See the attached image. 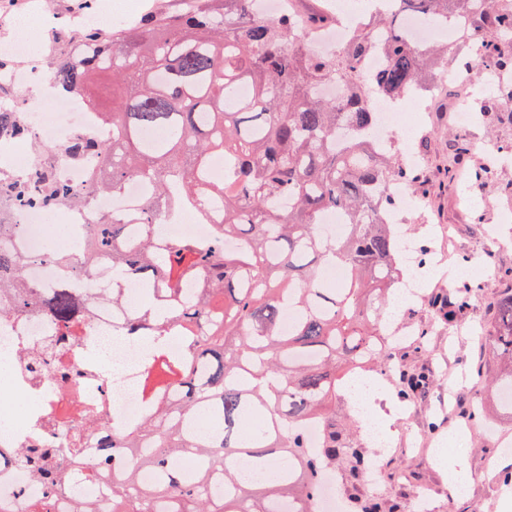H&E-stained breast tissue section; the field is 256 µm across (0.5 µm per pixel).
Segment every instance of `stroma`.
Masks as SVG:
<instances>
[{"mask_svg":"<svg viewBox=\"0 0 512 512\" xmlns=\"http://www.w3.org/2000/svg\"><path fill=\"white\" fill-rule=\"evenodd\" d=\"M459 103L458 87L435 77L425 128L413 139L401 137L395 144L400 160L419 174V194L426 202L424 212L406 214L400 230L408 234L420 250V260L426 262L439 246L429 235L430 227H451L452 245L445 275L425 279L422 296L404 301L399 313L402 323L427 332L424 346L409 349L406 363L426 366L434 378L433 385L416 400L410 419H403L399 411L401 402L394 382H387L376 407L394 438L403 426L423 434L428 422H435L438 445L453 447L452 459L441 468L434 459L394 451L388 461L391 474L378 484L364 474L350 476L348 468L336 469L340 496L383 494L398 505L399 512H411L412 489L396 481L395 471H412L415 483L428 489V512H483L491 490L486 462H493L500 470H512V454L497 456L494 445L479 431L465 436L456 433L461 412L477 400L482 405L481 426L512 435V411L500 404L489 383L499 373L497 361L490 348L474 335L478 329L490 331L491 302L499 292L512 288V279L503 276L504 271L512 269V156L499 154L500 146L512 144V124L480 123L460 137L448 136V129L455 126L451 111ZM486 166L491 167V174L476 179V170ZM466 266L474 269L479 291L450 333L435 327L426 296L433 289L448 286V272ZM459 468L465 471L466 483L463 491L455 493L448 486V474Z\"/></svg>","mask_w":512,"mask_h":512,"instance_id":"35a3bbf8","label":"stroma"}]
</instances>
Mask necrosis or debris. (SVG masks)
Returning a JSON list of instances; mask_svg holds the SVG:
<instances>
[{"label": "necrosis or debris", "mask_w": 512, "mask_h": 512, "mask_svg": "<svg viewBox=\"0 0 512 512\" xmlns=\"http://www.w3.org/2000/svg\"><path fill=\"white\" fill-rule=\"evenodd\" d=\"M334 24L303 28L309 49L330 52L347 43L359 22L345 0H333ZM20 110L28 112L33 140L55 146L58 175L79 189L88 188L98 172L97 158L84 162L69 160L64 147L76 135L95 133L108 140L112 131L96 123L91 112L54 92L42 90L32 97L20 98ZM32 140V141H33ZM146 182L136 180L117 195H96L91 205L65 210L69 226L67 238H55L51 225L42 221L36 210L9 211L18 224L16 250L27 256L19 273L43 293L67 288L81 299L83 310L71 329L70 337L59 339L58 328L42 311L0 317V354L8 353L9 362L0 374V512H22V503L45 495L44 485L29 470L15 463V453L41 442L57 446L66 431L77 429L87 457H94L100 429H126L144 414L143 383L150 371L154 348L147 343H130L120 331L140 307L143 295L136 280H128L121 289L120 304L112 302V262L97 260L83 274L49 260V253L80 258L85 239L97 218L112 212H134L148 193ZM55 343L58 361L73 374L61 380L50 371L32 372L26 350L44 343ZM97 411L99 429L83 426L82 411Z\"/></svg>", "instance_id": "necrosis-or-debris-1"}]
</instances>
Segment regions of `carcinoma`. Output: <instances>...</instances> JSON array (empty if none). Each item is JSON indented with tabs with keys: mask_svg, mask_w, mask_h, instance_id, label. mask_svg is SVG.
<instances>
[{
	"mask_svg": "<svg viewBox=\"0 0 512 512\" xmlns=\"http://www.w3.org/2000/svg\"><path fill=\"white\" fill-rule=\"evenodd\" d=\"M175 9L146 12L112 29L81 26L83 51L64 59L54 85L82 99L112 126V140L83 135L65 147L73 162L98 155L101 193H120L133 180L152 191L136 223L119 213L93 224L90 260L112 259V302L128 277L149 280L147 298L125 330L143 327L158 345L187 337L186 354L161 361L148 376L145 417L130 432H103L97 455L83 457L78 436L57 457L24 448L18 463L33 469L49 493L78 491L119 457L132 466L112 482L105 504L76 500L72 512H313L326 469L344 461L365 472L371 457L345 446L336 407L356 367H394L397 396L409 402L432 383L408 369L377 336L405 282L403 233L384 216L390 181L416 188L415 171L375 132L372 100L397 101L426 86L448 64V50L413 44L403 19L452 25L475 41L466 71L512 70V0H373L372 10L337 54L311 53L289 13L270 18L256 0H175ZM369 55L380 59L363 71ZM29 136L28 116L0 106V139ZM23 178L0 173V203L54 210L87 204L56 175L52 149ZM193 207L215 223L206 241L163 242L152 227ZM343 214L346 233L325 237L320 219ZM17 228L0 222V316L44 309L68 329L81 306L67 289L48 295L23 280L24 258L12 246ZM346 269L331 287L322 271ZM430 297L435 322L454 326L477 295L462 282ZM295 318L288 328V308ZM485 343L512 367V290L492 307ZM316 421L322 441L311 451L301 425ZM245 460L273 478L243 482ZM153 470L143 485L137 470ZM224 492H210L213 475ZM355 512H392L372 496Z\"/></svg>",
	"mask_w": 512,
	"mask_h": 512,
	"instance_id": "cac0c4a2",
	"label": "carcinoma"
}]
</instances>
